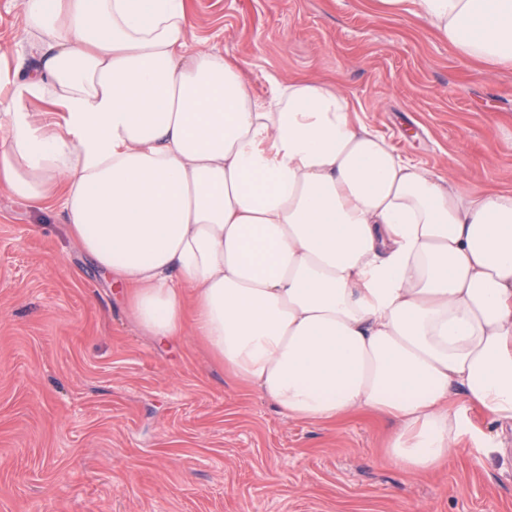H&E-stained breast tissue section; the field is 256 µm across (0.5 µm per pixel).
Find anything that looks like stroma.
Listing matches in <instances>:
<instances>
[{"instance_id":"stroma-1","label":"stroma","mask_w":512,"mask_h":512,"mask_svg":"<svg viewBox=\"0 0 512 512\" xmlns=\"http://www.w3.org/2000/svg\"><path fill=\"white\" fill-rule=\"evenodd\" d=\"M198 48L254 94L326 82L395 152L460 194L512 189V68L459 56L375 0H190ZM0 0V75L36 51ZM461 454L412 475L395 420L282 416L192 329L158 343L59 211L0 188V512H512V425L475 406Z\"/></svg>"}]
</instances>
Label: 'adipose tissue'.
<instances>
[{
	"instance_id": "obj_1",
	"label": "adipose tissue",
	"mask_w": 512,
	"mask_h": 512,
	"mask_svg": "<svg viewBox=\"0 0 512 512\" xmlns=\"http://www.w3.org/2000/svg\"><path fill=\"white\" fill-rule=\"evenodd\" d=\"M379 2L512 66V0ZM23 21L40 55L0 99V187L58 203L139 329L193 328L285 417L397 419L410 474L457 452L462 407L512 423V190L454 193L332 86L257 97L193 47L188 0H24Z\"/></svg>"
}]
</instances>
